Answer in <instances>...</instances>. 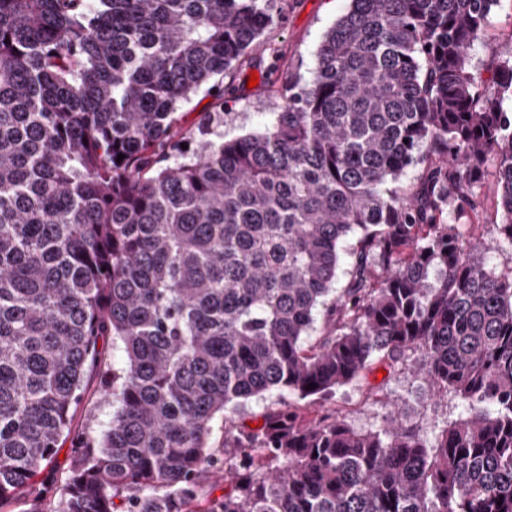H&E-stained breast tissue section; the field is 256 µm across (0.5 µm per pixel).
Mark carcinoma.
<instances>
[{
  "label": "carcinoma",
  "mask_w": 512,
  "mask_h": 512,
  "mask_svg": "<svg viewBox=\"0 0 512 512\" xmlns=\"http://www.w3.org/2000/svg\"><path fill=\"white\" fill-rule=\"evenodd\" d=\"M498 2L350 0L312 82L226 141L221 88L194 128L176 109L260 44L258 0H0V507L27 489L43 512L107 339L112 419L55 512H512V272L489 266L512 248V63L469 67ZM490 160L476 249L457 218ZM377 361L462 413L362 433L299 405ZM272 392L296 402L237 428ZM492 172L493 166L490 162L488 173L476 191V210L474 213L469 211L460 221V224H467L462 228L466 238L472 245L479 248L488 245L497 237V224L500 220L498 196Z\"/></svg>",
  "instance_id": "obj_1"
}]
</instances>
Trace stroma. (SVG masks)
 <instances>
[{
	"instance_id": "1",
	"label": "stroma",
	"mask_w": 512,
	"mask_h": 512,
	"mask_svg": "<svg viewBox=\"0 0 512 512\" xmlns=\"http://www.w3.org/2000/svg\"><path fill=\"white\" fill-rule=\"evenodd\" d=\"M271 22L260 38L257 62L226 72L224 87V136L232 139L263 130L270 125L279 103L271 83L283 82L287 75L309 83L316 67V55L324 33L348 8L349 0H260ZM512 59V0H500L487 25L485 36L470 52V66L478 79L492 75L497 64ZM258 74L256 87H249L251 74ZM477 207L463 219V232L470 243L484 247L497 236L500 220L498 196L493 176H485L477 190ZM119 352L104 350L100 364L82 386V401L71 421L70 438L61 440L56 456L58 471H66L73 454V441L83 434L99 433L112 415L100 397V379ZM400 407L404 421L427 428L459 416L452 398L432 396L426 383L402 366L373 369L358 383L337 389L317 404L318 414H335L352 428H376L393 407Z\"/></svg>"
}]
</instances>
